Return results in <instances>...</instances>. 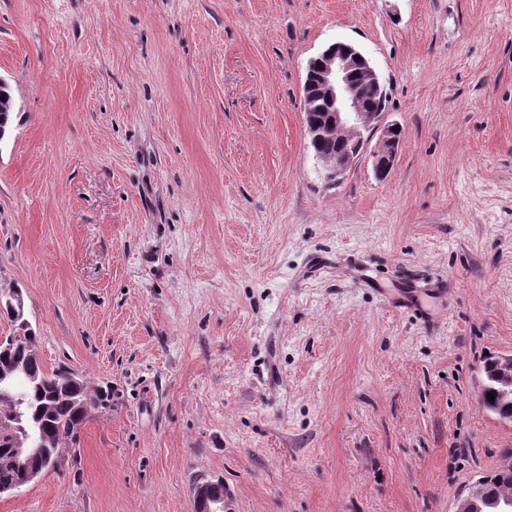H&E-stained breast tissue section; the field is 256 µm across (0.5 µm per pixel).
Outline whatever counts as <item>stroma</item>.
Listing matches in <instances>:
<instances>
[{"label": "stroma", "mask_w": 512, "mask_h": 512, "mask_svg": "<svg viewBox=\"0 0 512 512\" xmlns=\"http://www.w3.org/2000/svg\"><path fill=\"white\" fill-rule=\"evenodd\" d=\"M356 46L404 133L338 179L309 60ZM0 289L110 385L0 512H456L512 448V0H0ZM489 359L485 362L483 368V382L481 388V401L485 409L496 416H500L505 421H512V398H506L499 393V383L494 378L493 369L490 367ZM495 392L493 401H488L487 394ZM193 500L195 512H224V491L211 482L198 483Z\"/></svg>", "instance_id": "35a3bbf8"}]
</instances>
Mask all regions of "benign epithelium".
Returning <instances> with one entry per match:
<instances>
[{
  "label": "benign epithelium",
  "mask_w": 512,
  "mask_h": 512,
  "mask_svg": "<svg viewBox=\"0 0 512 512\" xmlns=\"http://www.w3.org/2000/svg\"><path fill=\"white\" fill-rule=\"evenodd\" d=\"M374 93L381 92L380 76L370 62L348 45L338 51L326 47L307 65L304 89L315 84L320 98L332 105L326 123L313 122L308 112H303L304 127L308 143L314 156L328 175L337 179L344 175L368 144L370 136L379 133L373 149L374 169L384 172L395 164L398 148L391 137L393 123L385 122V113L364 108L358 99L354 76ZM339 136L356 146V152L336 158L332 153L316 149L323 140ZM499 374L509 382L505 394L512 395V354L497 358ZM0 443L11 449L12 461L21 470L40 449L33 446V435L19 424L18 411L0 415ZM485 480L475 482L467 494L460 499L457 512H481L480 501L484 499ZM194 512H224V491L211 482L199 483L193 489Z\"/></svg>",
  "instance_id": "benign-epithelium-1"
}]
</instances>
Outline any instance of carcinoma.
<instances>
[{"instance_id":"cac0c4a2","label":"carcinoma","mask_w":512,"mask_h":512,"mask_svg":"<svg viewBox=\"0 0 512 512\" xmlns=\"http://www.w3.org/2000/svg\"><path fill=\"white\" fill-rule=\"evenodd\" d=\"M38 336H23L20 340L9 336L3 342L12 346L8 357L0 356V375H14V368L23 367L32 380L19 379L16 387L24 395L27 419L41 426L45 435L44 453L33 457L29 469L40 473L61 464V459L54 457V448H66L74 442L80 427L90 417L87 407L99 411L112 406V388L105 386L89 389L85 382L74 384L57 370L47 373L40 363L35 349ZM495 393L494 400H488L487 394ZM481 401L485 409L505 421H512V399L499 393V383L494 378L490 362H485ZM10 449L0 446V485L17 484L25 479V473L15 468L10 461ZM487 503L483 505L486 512L496 510L495 503L503 497L512 496V472L497 473L485 485Z\"/></svg>"}]
</instances>
